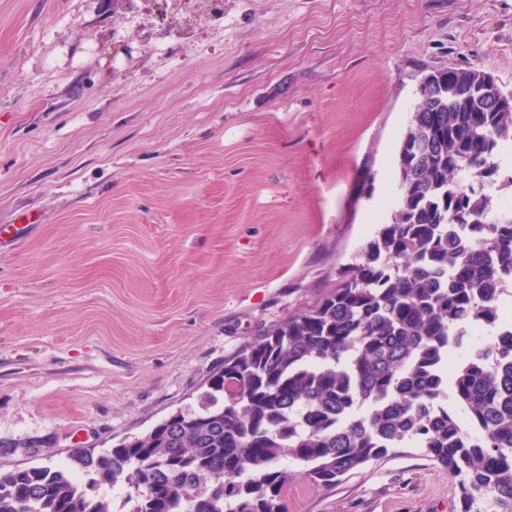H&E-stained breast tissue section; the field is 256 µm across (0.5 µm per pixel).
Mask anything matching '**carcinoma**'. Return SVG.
<instances>
[{
  "instance_id": "1",
  "label": "carcinoma",
  "mask_w": 512,
  "mask_h": 512,
  "mask_svg": "<svg viewBox=\"0 0 512 512\" xmlns=\"http://www.w3.org/2000/svg\"><path fill=\"white\" fill-rule=\"evenodd\" d=\"M420 100L395 165L404 197L342 284L224 361L196 406L66 466L0 471V512H287L294 469L332 486L411 444L448 471L459 512H512V210L502 179L512 110L485 111L469 81ZM473 184L459 188L463 174ZM483 324L490 341L465 344ZM480 428L464 434L459 413Z\"/></svg>"
}]
</instances>
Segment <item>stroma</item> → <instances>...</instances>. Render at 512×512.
<instances>
[{"label":"stroma","instance_id":"1","mask_svg":"<svg viewBox=\"0 0 512 512\" xmlns=\"http://www.w3.org/2000/svg\"><path fill=\"white\" fill-rule=\"evenodd\" d=\"M0 0V471L194 406L391 223L421 78L512 90V0ZM288 512H459L412 446Z\"/></svg>","mask_w":512,"mask_h":512}]
</instances>
